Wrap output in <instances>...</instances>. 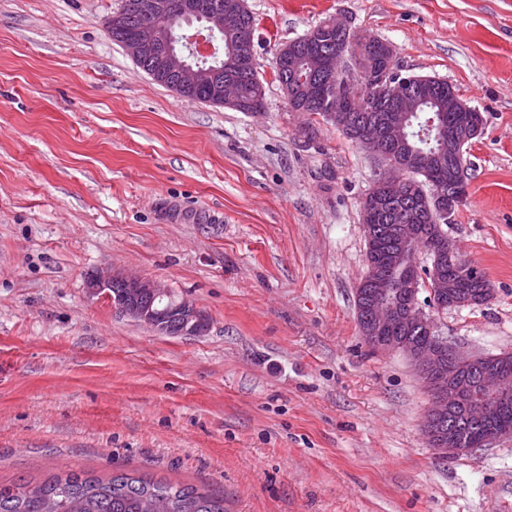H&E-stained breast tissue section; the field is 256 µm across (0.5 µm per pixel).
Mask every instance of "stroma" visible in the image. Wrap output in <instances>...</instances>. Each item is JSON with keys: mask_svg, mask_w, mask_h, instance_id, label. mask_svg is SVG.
Masks as SVG:
<instances>
[{"mask_svg": "<svg viewBox=\"0 0 512 512\" xmlns=\"http://www.w3.org/2000/svg\"><path fill=\"white\" fill-rule=\"evenodd\" d=\"M121 3L0 0V480L137 471L226 512H512V438L438 455L413 365L363 341L379 164L291 111L271 68L340 14L482 114L446 233L494 298L437 318L464 353L512 352V0H246L260 112L155 83L107 33ZM195 210L211 222L172 218ZM108 270L194 302L208 332L116 314L87 289Z\"/></svg>", "mask_w": 512, "mask_h": 512, "instance_id": "stroma-1", "label": "stroma"}]
</instances>
